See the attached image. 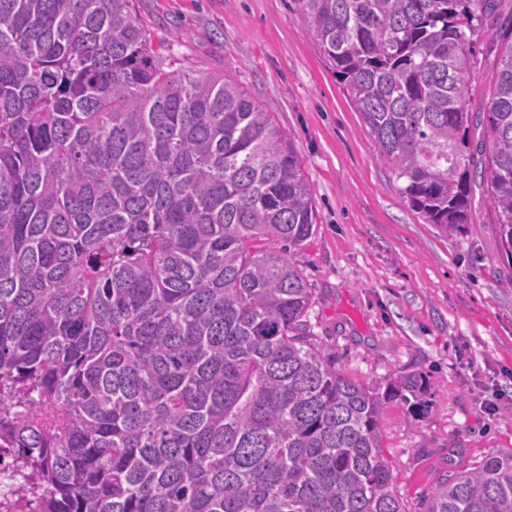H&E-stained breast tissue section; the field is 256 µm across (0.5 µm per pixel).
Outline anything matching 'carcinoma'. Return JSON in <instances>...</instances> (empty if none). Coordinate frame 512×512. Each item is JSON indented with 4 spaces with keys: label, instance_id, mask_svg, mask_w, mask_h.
<instances>
[{
    "label": "carcinoma",
    "instance_id": "1",
    "mask_svg": "<svg viewBox=\"0 0 512 512\" xmlns=\"http://www.w3.org/2000/svg\"><path fill=\"white\" fill-rule=\"evenodd\" d=\"M289 7L403 198L454 234L482 184L512 255V0ZM486 34L495 83L471 112ZM314 224L270 114L167 69L134 0H0V437L38 512H405L379 419L430 384L366 387L315 341L302 273L264 247ZM424 512H512V448Z\"/></svg>",
    "mask_w": 512,
    "mask_h": 512
}]
</instances>
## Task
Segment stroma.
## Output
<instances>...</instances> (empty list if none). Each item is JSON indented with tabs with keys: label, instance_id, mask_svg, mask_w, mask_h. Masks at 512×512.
<instances>
[{
	"label": "stroma",
	"instance_id": "35a3bbf8",
	"mask_svg": "<svg viewBox=\"0 0 512 512\" xmlns=\"http://www.w3.org/2000/svg\"><path fill=\"white\" fill-rule=\"evenodd\" d=\"M157 56L224 74L293 142L317 224L293 262L312 292L308 320L359 383L416 373L425 410L388 407L381 452L408 512L441 481L512 448V258L485 189L472 222L447 234L402 197L343 88L288 0H136Z\"/></svg>",
	"mask_w": 512,
	"mask_h": 512
}]
</instances>
